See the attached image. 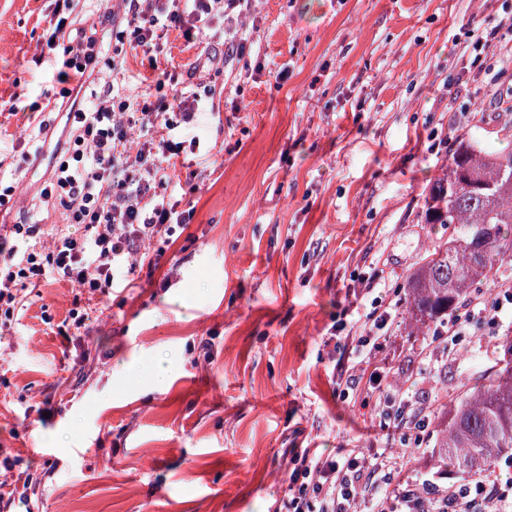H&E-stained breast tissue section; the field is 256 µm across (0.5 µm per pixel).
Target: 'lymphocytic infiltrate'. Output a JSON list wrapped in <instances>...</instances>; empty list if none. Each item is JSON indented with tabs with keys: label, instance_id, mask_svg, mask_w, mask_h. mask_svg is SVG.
Masks as SVG:
<instances>
[{
	"label": "lymphocytic infiltrate",
	"instance_id": "lymphocytic-infiltrate-1",
	"mask_svg": "<svg viewBox=\"0 0 512 512\" xmlns=\"http://www.w3.org/2000/svg\"><path fill=\"white\" fill-rule=\"evenodd\" d=\"M74 4L55 0L53 30L41 49L53 58L65 82L59 96L66 117L61 129L66 152L61 163L52 165L39 194L63 209L66 223L46 250L40 225L20 222L0 233V331L11 326L27 291L52 277L92 293L135 287L132 255L142 244L157 242L148 264L159 267L165 242L193 218L192 210L179 209L157 189L165 184L172 160L200 146L189 136L200 93L190 89L165 94L164 72L155 80L154 101L121 92L114 75L100 68L104 42L97 34L82 31L67 46H59L60 34L71 26ZM223 11L224 0H152L148 5L116 0L100 10L98 20L116 44L128 42L147 53L157 50L169 29L182 30L190 40ZM134 128L145 131L147 138L132 154L128 144ZM390 320V313L382 312L355 337L353 354L334 366L338 381H349L353 371L362 369L369 385L380 387L386 366L373 356ZM288 469V492L278 512H350L365 492L386 503L388 512H423L416 490L380 492L376 469L359 448L340 449L335 458L315 448H297ZM492 505L488 486L480 480L445 492L435 512H486Z\"/></svg>",
	"mask_w": 512,
	"mask_h": 512
}]
</instances>
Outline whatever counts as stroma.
<instances>
[{
    "label": "stroma",
    "instance_id": "35a3bbf8",
    "mask_svg": "<svg viewBox=\"0 0 512 512\" xmlns=\"http://www.w3.org/2000/svg\"><path fill=\"white\" fill-rule=\"evenodd\" d=\"M53 7L0 0V165L16 186L0 221L31 215L46 247L62 222L36 201L34 156L54 106L40 56ZM208 54L193 134L209 159L171 171L199 189L161 268L138 266L121 293L45 281L0 335V459L36 488L16 512H275L285 458L307 446L386 453L380 487L429 486L436 502L450 482L434 424L512 341V309L494 325L461 316L512 288V255L422 333L405 288L448 237L425 223L423 195L454 138L512 149V0H242L201 40L169 30L157 62L182 78ZM378 296L392 306L376 354L390 384H336L345 333ZM78 301L93 313L75 327ZM159 362L164 385L136 379ZM403 405L428 426L394 420Z\"/></svg>",
    "mask_w": 512,
    "mask_h": 512
}]
</instances>
